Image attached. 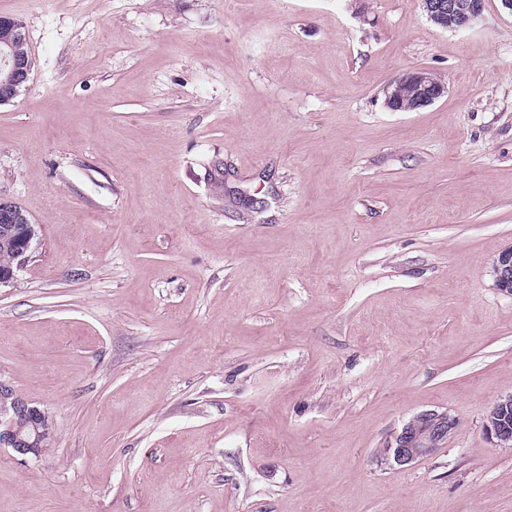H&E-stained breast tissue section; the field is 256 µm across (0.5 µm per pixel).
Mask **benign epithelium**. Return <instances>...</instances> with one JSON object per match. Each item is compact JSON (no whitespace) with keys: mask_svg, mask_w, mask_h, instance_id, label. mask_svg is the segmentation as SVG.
Returning <instances> with one entry per match:
<instances>
[{"mask_svg":"<svg viewBox=\"0 0 512 512\" xmlns=\"http://www.w3.org/2000/svg\"><path fill=\"white\" fill-rule=\"evenodd\" d=\"M428 19L445 29L469 27L481 14L483 0H421ZM32 64L17 58L8 44L0 47V102L7 103L26 85ZM446 87L428 69L407 73L383 87L386 106L395 112H417L432 105ZM0 235L15 248V265L0 269V286L13 283L32 251L35 225L20 206L0 196ZM490 275L495 287L512 296V247L498 255ZM458 419L445 412L427 411L414 417L379 449L378 457L390 467H409L434 455L451 437ZM486 432L499 446H512V395L498 401L486 422ZM52 431L45 427V412L32 405L15 387L0 379V446L23 458L41 457L50 445Z\"/></svg>","mask_w":512,"mask_h":512,"instance_id":"7a95c632","label":"benign epithelium"}]
</instances>
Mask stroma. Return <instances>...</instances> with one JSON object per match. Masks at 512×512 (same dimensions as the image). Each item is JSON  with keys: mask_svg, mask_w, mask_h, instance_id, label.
Here are the masks:
<instances>
[{"mask_svg": "<svg viewBox=\"0 0 512 512\" xmlns=\"http://www.w3.org/2000/svg\"><path fill=\"white\" fill-rule=\"evenodd\" d=\"M33 73L0 196V378L54 424L0 512H512V12L421 0H0ZM418 69L447 87L392 112ZM459 419L410 468L376 449ZM428 19L452 30L469 27L481 14L483 0H421ZM445 92V85L428 69L404 74L383 87L385 104L395 112H417L432 105ZM24 211V210H23ZM20 206L8 197L0 196V236L6 242L12 241L15 248L14 254L10 247L0 246V266L11 264L15 255V266L4 270L0 268V286L12 284L17 278L20 269L32 251L33 241L37 236V230L30 219L23 213ZM490 275L495 287L502 294L512 296V247L500 252L491 268ZM512 395L498 401L486 422V432L496 445L512 446Z\"/></svg>", "mask_w": 512, "mask_h": 512, "instance_id": "1", "label": "stroma"}]
</instances>
